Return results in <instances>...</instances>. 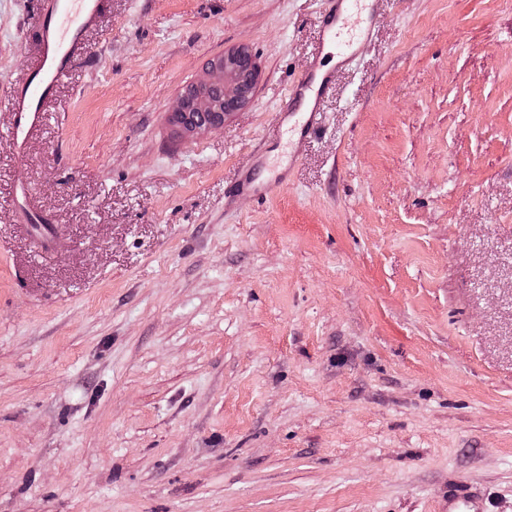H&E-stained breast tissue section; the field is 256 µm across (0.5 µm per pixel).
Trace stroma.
Returning a JSON list of instances; mask_svg holds the SVG:
<instances>
[{
    "label": "stroma",
    "instance_id": "1",
    "mask_svg": "<svg viewBox=\"0 0 512 512\" xmlns=\"http://www.w3.org/2000/svg\"><path fill=\"white\" fill-rule=\"evenodd\" d=\"M321 11L108 0L24 150L0 106V512H512V0H382L293 144ZM38 27L0 0V94ZM240 45L251 103L175 139ZM331 82L332 75L321 71L315 63L310 72L290 85L278 115L283 121L292 120L290 131L295 140L305 139L314 129L321 101ZM287 180L286 169L267 176L260 168L247 170L239 183V192L248 194L257 200H266L282 187ZM452 485L453 490L441 512H489L487 506H483L486 495L468 492L470 486L466 479L458 478Z\"/></svg>",
    "mask_w": 512,
    "mask_h": 512
}]
</instances>
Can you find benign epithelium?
Listing matches in <instances>:
<instances>
[{"instance_id": "benign-epithelium-1", "label": "benign epithelium", "mask_w": 512, "mask_h": 512, "mask_svg": "<svg viewBox=\"0 0 512 512\" xmlns=\"http://www.w3.org/2000/svg\"><path fill=\"white\" fill-rule=\"evenodd\" d=\"M257 74V63L245 47L213 58L204 76L179 95L174 133L190 138L223 127L227 115L251 102Z\"/></svg>"}]
</instances>
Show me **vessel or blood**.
<instances>
[{"mask_svg":"<svg viewBox=\"0 0 512 512\" xmlns=\"http://www.w3.org/2000/svg\"><path fill=\"white\" fill-rule=\"evenodd\" d=\"M378 0H333L320 25L324 43L335 45L341 66H350L358 44L368 37L376 17ZM106 0H31L41 25L36 44V64L29 76L8 92L0 103L10 109L13 122L8 130L16 145H25L42 125L55 91L69 69L84 60L86 32L105 11ZM332 77L312 69L293 82L278 111L291 120L295 140L305 139L316 125L321 101ZM287 180L286 172L268 176L261 169L247 170L239 191L259 200L268 199ZM483 495L470 492L466 479L459 478L446 502V512H488Z\"/></svg>","mask_w":512,"mask_h":512,"instance_id":"obj_1","label":"vessel or blood"}]
</instances>
